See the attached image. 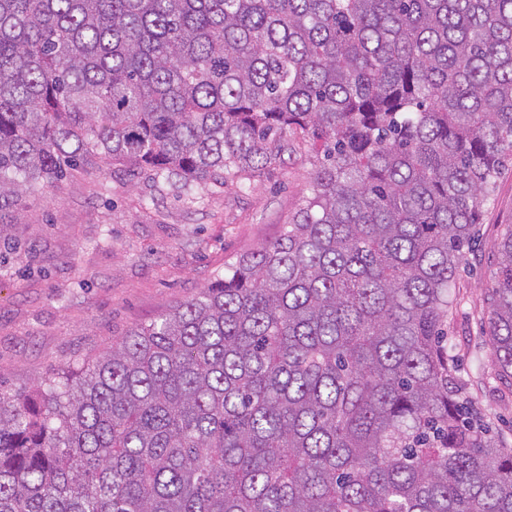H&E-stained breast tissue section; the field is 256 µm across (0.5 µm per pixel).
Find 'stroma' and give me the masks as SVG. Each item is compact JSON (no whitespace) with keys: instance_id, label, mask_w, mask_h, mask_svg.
Returning a JSON list of instances; mask_svg holds the SVG:
<instances>
[{"instance_id":"35a3bbf8","label":"stroma","mask_w":512,"mask_h":512,"mask_svg":"<svg viewBox=\"0 0 512 512\" xmlns=\"http://www.w3.org/2000/svg\"><path fill=\"white\" fill-rule=\"evenodd\" d=\"M281 164L183 190L100 165L27 197L0 239V392L25 393L197 295L240 255L278 236L318 163L288 137ZM512 227V161L484 203L479 238L453 290L448 340L491 433L512 444V384L492 367L489 287Z\"/></svg>"}]
</instances>
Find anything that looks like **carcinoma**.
I'll return each mask as SVG.
<instances>
[{"mask_svg":"<svg viewBox=\"0 0 512 512\" xmlns=\"http://www.w3.org/2000/svg\"><path fill=\"white\" fill-rule=\"evenodd\" d=\"M319 144L281 234L26 395L0 512H512L448 347L512 158V0H0V232L101 163L185 190ZM489 342L512 380V228Z\"/></svg>","mask_w":512,"mask_h":512,"instance_id":"1","label":"carcinoma"}]
</instances>
